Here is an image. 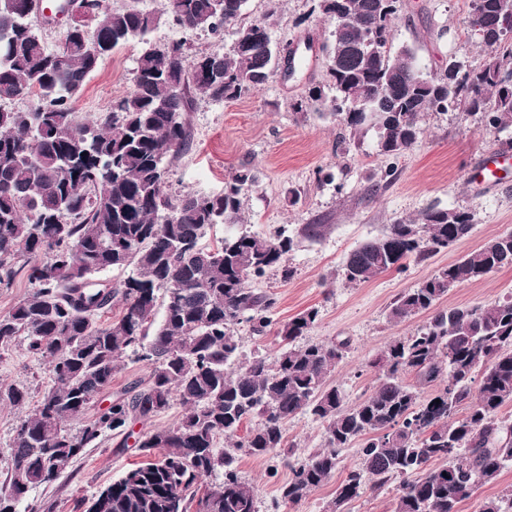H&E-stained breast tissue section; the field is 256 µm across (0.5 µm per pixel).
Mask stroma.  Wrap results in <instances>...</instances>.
<instances>
[{
  "label": "stroma",
  "mask_w": 512,
  "mask_h": 512,
  "mask_svg": "<svg viewBox=\"0 0 512 512\" xmlns=\"http://www.w3.org/2000/svg\"><path fill=\"white\" fill-rule=\"evenodd\" d=\"M28 22L48 51L58 50L71 24L69 17H49L52 0H41ZM112 10L129 7L158 14L143 36L116 48L87 78L72 106L79 121L105 115L113 101L132 86L136 59L148 47L184 43L188 56L230 47L234 28L223 38L204 31L188 33L161 17L162 0H107ZM467 0H400L393 28L394 47L407 46L421 71H444L449 60L478 67L485 53L465 25ZM244 21L268 20L274 41L297 44L299 65L294 77L272 76L261 89L241 98L214 102L200 96L188 114L189 150L170 159V195L187 192L218 194L224 181L241 166L257 175L255 187L242 200L243 224L251 231L294 239L288 254L291 278L280 269L267 270L249 281L253 291L274 301L273 318L287 320L314 308L317 321L306 340L327 343L349 339L350 348L329 378L354 405L370 394L377 372L370 362L389 341L411 335L422 317L393 323L389 307L404 290L416 286L440 268L471 252L489 239L512 230V126H486L467 112H428L423 136L400 157L379 153L373 132L338 145L340 127L321 107L296 112L294 101L310 87L327 80L322 50L332 28L315 8V0H247ZM331 173L321 181L318 170ZM469 208L476 226L471 237L434 257L407 260L369 282L352 286L341 269L352 249L379 235L397 219H413L431 206ZM321 224L320 237L310 238L304 225ZM512 294V268L465 283L444 298V305L465 306L494 301ZM49 382L44 363L30 357L24 341L0 356V383L26 386L39 395ZM285 445L297 459L324 445V425L308 414L291 417L285 425ZM134 445L118 447L104 436L87 449L52 484L34 489L19 512H32L45 500L56 512H83L81 503L97 489L117 479L139 462ZM238 473L256 489L257 512H325L336 490L327 483L291 507L279 505V488L289 470L279 457L240 454Z\"/></svg>",
  "instance_id": "35a3bbf8"
}]
</instances>
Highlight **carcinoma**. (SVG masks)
Wrapping results in <instances>:
<instances>
[{"label": "carcinoma", "mask_w": 512, "mask_h": 512, "mask_svg": "<svg viewBox=\"0 0 512 512\" xmlns=\"http://www.w3.org/2000/svg\"><path fill=\"white\" fill-rule=\"evenodd\" d=\"M246 0H163L162 12L186 31L221 35L235 28L231 49L186 62L183 45L148 48L136 59L133 87L92 122L76 120L74 97L101 60L144 35L158 20L136 8L98 19L96 43L76 24L67 32L68 64L58 69L26 23L0 2V100L37 99L25 112L0 110V283L24 259L35 292L0 316V356L18 339L45 362L50 383L30 401L28 388L0 387V402L25 410L15 426L11 466L0 482V512H18L30 492L55 481L84 449L108 432L147 421L178 402L175 424L142 431L143 460L82 502L84 512H257L255 487L239 476L236 454H281L284 424L309 413L325 424V445L289 465L279 489L297 504L335 477L342 449L358 444L359 461L336 487L328 512L380 489L402 484L393 512H459L458 505L512 465V296L443 307L463 283L512 268V230L440 268L391 304L389 320L426 313L407 337L391 340L372 362L377 384L354 406L328 377L348 341L299 344L315 325L309 309L272 323L273 299L247 287L266 270L288 278L293 239L233 229L242 199L256 184L243 166L219 195L172 199L165 160L189 149L185 114L192 91L213 101L238 99L274 75L269 26L242 22ZM398 0H317L334 21L328 45L329 99L321 88L294 104L298 112L328 104L351 136L374 131L379 151L400 156L424 133L426 112L464 110L497 128L512 125V0H471L468 29L485 47L483 64L468 69L455 90L440 74L424 75L408 48L392 51ZM489 31L491 36L480 35ZM230 230L220 246H200L206 228ZM474 213L424 210L397 219L352 250L345 283H365L404 261L419 262L469 237ZM133 266L118 287L97 279ZM121 302L112 319L102 315ZM262 333L276 325L280 350L230 370L239 350L235 326ZM151 362L147 380L110 401L99 395L127 353ZM439 386L420 399L404 381ZM441 403H435V400ZM93 416L86 417L88 411ZM79 422L76 428L71 422ZM230 447L220 449L217 440ZM224 470L223 481H205Z\"/></svg>", "instance_id": "1"}]
</instances>
